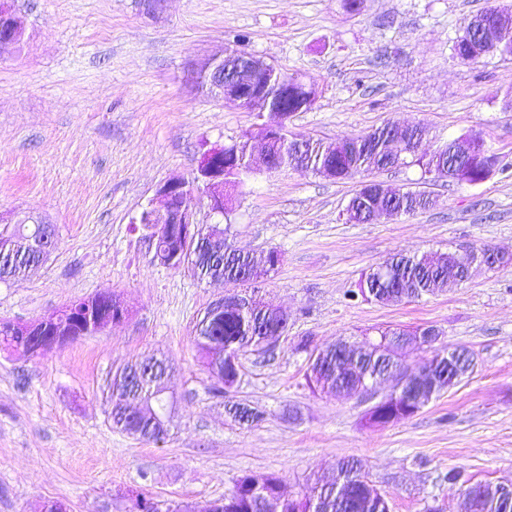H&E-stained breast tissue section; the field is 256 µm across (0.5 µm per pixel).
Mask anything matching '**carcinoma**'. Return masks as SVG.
I'll return each mask as SVG.
<instances>
[{"mask_svg": "<svg viewBox=\"0 0 512 512\" xmlns=\"http://www.w3.org/2000/svg\"><path fill=\"white\" fill-rule=\"evenodd\" d=\"M471 23H466L462 33L453 44V56L461 63H472L478 49L469 38ZM281 90L275 99V105L282 107L287 114L305 112L311 108L316 99L314 87L304 83L296 75L281 73ZM386 126L381 125L358 137H345L343 143L328 152L320 145L312 147L310 168L324 165L332 171L333 178L344 180L362 173H370L391 167L418 166L422 175L435 177L441 160L448 154V142H443L428 157L397 155L396 148L387 145L384 138ZM249 138L244 135L224 146V180L232 186L245 183L250 177L248 167ZM498 167V157L488 152L473 165L460 174L464 183L477 185L490 179ZM436 203L424 190L411 186L399 190L395 199L385 200L372 192L370 183L364 182L350 198L345 209L348 223L364 224L367 222L362 206L367 204L400 210L403 214H413L431 208ZM45 236L56 238L55 229L44 224H0V240L7 238L16 243L18 250L12 267L0 266V282L20 281L25 271L40 265V252L33 248L34 241ZM228 229H223V236L210 242L198 252L186 256V261L197 269L202 279H209L215 273L228 278L238 277L244 268L250 266L249 255L244 253L228 254L225 252V237ZM388 262L393 267V278L387 288L375 287L376 280L371 272L362 275L357 290L350 297H362L365 300L387 303L393 297L398 301H409L424 294H433L444 288L448 278L453 275L454 265L450 262L432 267L422 260L401 253L392 255ZM281 329L280 320L265 308V302L253 300L248 311H241L230 304L218 313L203 328H195L194 343L199 359L211 370L215 356H236L251 348L263 334L275 336ZM31 340V335L15 329L13 323L0 321V344L19 350ZM355 362L362 364L357 372L366 369L371 373L381 371L389 366L386 354L381 349L362 351L359 346H351ZM324 366L317 369L306 368L305 379L313 388L336 389V350L329 346L323 349ZM154 373H149L141 386L127 390L121 384H112L111 411L112 427L133 434L142 440L163 443L167 431L161 429L152 415L135 413L139 405H151L154 411L173 407V397L161 393L159 383L153 381ZM235 419L247 428L258 425L263 414L254 408L237 404L232 406ZM339 486L322 484L314 487L310 493L298 496H286L281 502V512H388L389 504L379 497L371 496L366 489L367 478L360 472L354 460H342L338 465ZM282 488L279 477L273 474L250 472L240 476L233 489L224 497L215 500L212 512H264L267 496ZM470 512H512V505L507 506L497 501L496 497L481 493L475 497Z\"/></svg>", "mask_w": 512, "mask_h": 512, "instance_id": "carcinoma-1", "label": "carcinoma"}]
</instances>
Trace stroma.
Here are the masks:
<instances>
[{"label":"stroma","instance_id":"stroma-1","mask_svg":"<svg viewBox=\"0 0 512 512\" xmlns=\"http://www.w3.org/2000/svg\"><path fill=\"white\" fill-rule=\"evenodd\" d=\"M24 43L0 55V211L41 213L57 231L48 259L0 283V320L26 323L103 291L121 295L127 320L39 357L0 347V512H128L144 492L202 506L249 472L279 476L285 494L308 492L340 459L359 462L390 512H458L460 488L441 477L512 483V264L412 301L348 300L362 274L392 254L494 247L512 254V56L463 64L453 41L487 0H15ZM312 85V108L288 127L332 145L384 123L428 130L421 154L469 132L500 169L479 185L427 183L426 212L349 224L360 180L304 168L254 176L231 191L233 210L191 207L229 239L278 251L276 272L248 283L199 280L157 264L136 219L165 181L191 177L203 153L255 131V113L224 106L196 85L192 65L231 43ZM256 292L287 311L288 334L269 353L242 356L226 398L201 366L194 326L224 294ZM379 326L427 327L475 357L472 373L413 416L365 421L371 402L308 386L309 337L326 347L364 343ZM150 357L172 366L178 402L164 443L113 428L108 384ZM264 414L244 428L226 400Z\"/></svg>","mask_w":512,"mask_h":512}]
</instances>
